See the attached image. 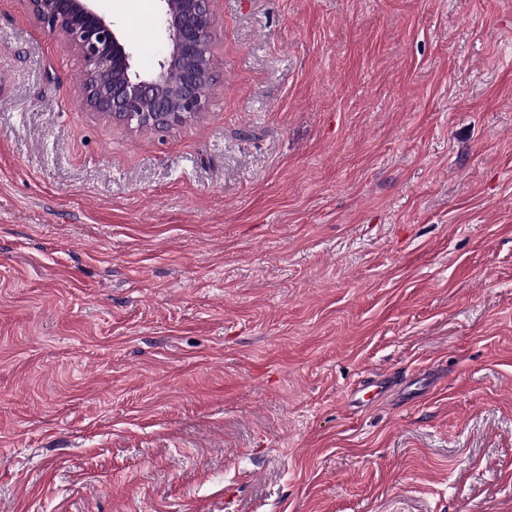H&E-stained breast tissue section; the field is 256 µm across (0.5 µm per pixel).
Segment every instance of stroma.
<instances>
[{
  "mask_svg": "<svg viewBox=\"0 0 512 512\" xmlns=\"http://www.w3.org/2000/svg\"><path fill=\"white\" fill-rule=\"evenodd\" d=\"M214 10L137 130L0 0V512H512V0Z\"/></svg>",
  "mask_w": 512,
  "mask_h": 512,
  "instance_id": "obj_1",
  "label": "stroma"
}]
</instances>
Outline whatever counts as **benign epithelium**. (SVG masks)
Instances as JSON below:
<instances>
[{"mask_svg":"<svg viewBox=\"0 0 512 512\" xmlns=\"http://www.w3.org/2000/svg\"><path fill=\"white\" fill-rule=\"evenodd\" d=\"M33 19L56 32L83 58V104L130 128L172 127L206 111L200 84L216 81L214 0H159L165 38L158 68L141 73L120 30L95 0H25ZM107 72L112 82L102 85Z\"/></svg>","mask_w":512,"mask_h":512,"instance_id":"benign-epithelium-1","label":"benign epithelium"}]
</instances>
